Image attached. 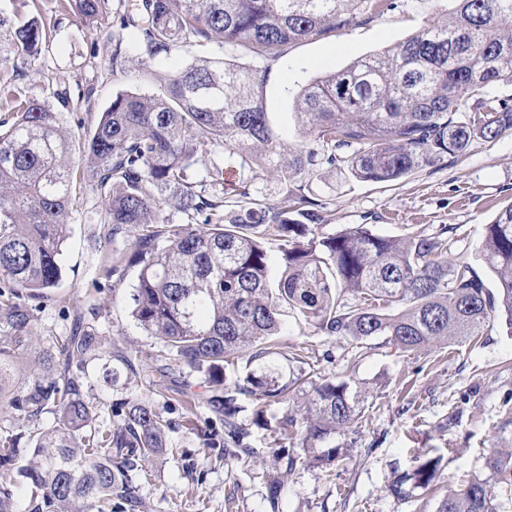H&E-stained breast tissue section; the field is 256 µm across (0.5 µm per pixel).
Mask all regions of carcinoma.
Segmentation results:
<instances>
[{
  "label": "carcinoma",
  "mask_w": 512,
  "mask_h": 512,
  "mask_svg": "<svg viewBox=\"0 0 512 512\" xmlns=\"http://www.w3.org/2000/svg\"><path fill=\"white\" fill-rule=\"evenodd\" d=\"M457 2L451 23L425 25L303 88L294 100L301 133L294 144L269 122L267 68L194 51L216 45L274 59L291 42L370 20L382 0H137L113 26L112 67L125 62L129 29L143 59H188L156 93H117L77 165L63 113L18 101L0 86L14 115L0 131V296L12 297L10 331L0 334V420L12 430L0 437V512H15L18 476L31 488L30 512H141L136 478L148 479L143 463L167 445L171 422L148 401L110 405L117 421L105 433L96 429L100 404L85 399L82 375L108 352L82 329V318L69 335L44 337L37 361H25L32 307L23 299L53 300L80 190L101 198L112 232L140 228L131 248L112 251L110 272L139 268L131 314L173 359L205 374V403L223 421L224 451L235 461L250 455L239 395L286 403L292 387L309 385L308 399L286 408L279 426H303L306 460L328 470L343 461L331 439L364 420L366 407L348 381L303 369L284 382L253 371L225 387L226 370L246 349L280 335L287 311L330 336L360 345L382 337L403 352L463 343L495 317L512 327V204L485 228L482 253L495 295L466 263L448 261L446 226L430 237H386L364 224L316 233L330 210L313 189L315 177L344 170L394 183L457 158L476 139L512 134V99L494 94L512 84V0ZM57 8L93 25L104 18L105 0H57ZM51 38L34 17L12 32L29 56ZM199 162L194 179L189 170ZM234 169L238 181L226 182ZM265 175L283 186L276 203L259 199L256 181ZM167 206L187 223L172 224ZM45 414L54 415L48 428L40 427ZM24 433L41 464L16 470ZM439 465L426 454L389 490L403 498L427 490ZM487 465L496 481L512 482V450L493 453ZM280 476L267 480L272 512ZM500 508L495 485L472 477L448 490L436 512Z\"/></svg>",
  "instance_id": "1"
}]
</instances>
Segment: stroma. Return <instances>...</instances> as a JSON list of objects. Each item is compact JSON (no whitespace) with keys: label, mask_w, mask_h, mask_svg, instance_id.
<instances>
[{"label":"stroma","mask_w":512,"mask_h":512,"mask_svg":"<svg viewBox=\"0 0 512 512\" xmlns=\"http://www.w3.org/2000/svg\"><path fill=\"white\" fill-rule=\"evenodd\" d=\"M132 2L108 0L105 22L91 29L77 15L58 13L55 0H0V83H8L20 99H37L64 113L79 136L93 130L117 93L157 92L162 77L177 69L182 57L151 63L131 54L122 67L112 65V22ZM394 2V9L369 21L289 44L278 59L267 61L266 108L283 139L298 138L293 102L303 86L404 41L423 25H445L455 16V0ZM33 17L57 29L49 46L29 57L15 50L10 32ZM317 189L335 216L320 235L364 224L376 234L406 238L444 227L449 260L466 262L487 288L496 289L482 246L486 224L512 203V136L474 140L457 160L397 183L339 174ZM137 234L132 226L113 233L97 195L79 193L62 247L63 276L53 301L34 310L30 331L64 336L75 316L88 317L105 350L116 358L95 368L84 386L87 400H146L171 421L168 446L148 463L150 479L140 488L145 512H274L267 501L266 475L275 448L287 449L296 459L283 475L275 512H436L448 488L473 476L488 477L493 451L512 448V327L504 319L491 321L464 343L405 353L380 337L359 351L350 337L329 336L292 318L271 354L240 359L228 379L266 368L289 378L299 368L294 353L304 350L318 375L350 380L367 417L360 427L337 434L335 443L346 459L337 471L327 472L305 460L300 432L280 433L282 404H267L263 428L246 410L239 421L253 450L252 462L247 467L230 462L223 436L206 447L182 426L187 415L205 420L211 413L202 403L187 411L176 386L188 383L203 397L208 391L199 374L173 360L162 342L133 319L129 294L137 268L109 271L113 248L130 247ZM426 453L442 459L437 493L417 490L405 500L388 494V482L412 471Z\"/></svg>","instance_id":"1"}]
</instances>
